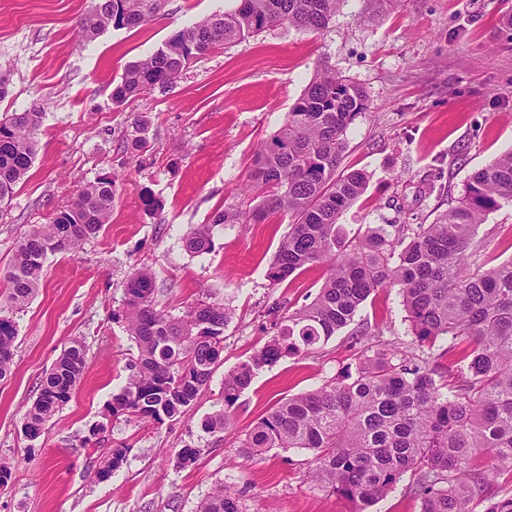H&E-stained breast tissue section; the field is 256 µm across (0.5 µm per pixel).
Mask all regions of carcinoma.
Segmentation results:
<instances>
[{
  "label": "carcinoma",
  "mask_w": 512,
  "mask_h": 512,
  "mask_svg": "<svg viewBox=\"0 0 512 512\" xmlns=\"http://www.w3.org/2000/svg\"><path fill=\"white\" fill-rule=\"evenodd\" d=\"M345 0H239L173 33L160 49L125 68L112 89L124 104L176 82L192 61L277 25L316 33ZM164 0H95L80 33L91 40L109 27H142L160 14ZM368 110L359 85L323 67L293 103L282 126L262 142L246 176L245 196L257 204L226 207L211 223L184 236L192 255L211 250L223 224H263L286 215L267 277L280 285L314 265L327 268L316 297L284 313L274 334L248 359L224 374L222 408L202 422L208 433L230 425V411L259 371L280 359L308 356L354 321L376 290L396 288L410 322L417 355L376 337L356 335L354 369L321 387L281 399L258 419L244 454L272 449L313 453L312 478L368 512L401 478L413 473L410 492L421 512H512V484L499 498L491 481L512 473V259L481 260L475 236L486 216L512 203V149L475 171L456 204L430 224H377L358 238L339 235V216L365 192L367 175L344 170L348 132ZM44 113L32 106L0 120V209L31 169ZM115 176L105 174L79 190L46 224L20 241L0 300V379L11 370L18 330L13 314L33 298L46 261L73 253L110 223ZM127 330L137 347L129 375L112 395L104 421L83 437L84 448L119 418L160 425L185 416L212 377L224 350L230 312L219 302L199 301L181 315L160 309L154 273L136 268L125 285ZM446 343L441 368L436 342ZM86 347L76 340L43 379L25 414L22 432L35 440L70 400L86 368ZM129 449L113 448L97 477L106 480L128 461ZM195 512H245L219 484Z\"/></svg>",
  "instance_id": "1"
}]
</instances>
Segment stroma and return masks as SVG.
I'll use <instances>...</instances> for the list:
<instances>
[{
    "mask_svg": "<svg viewBox=\"0 0 512 512\" xmlns=\"http://www.w3.org/2000/svg\"><path fill=\"white\" fill-rule=\"evenodd\" d=\"M91 4L0 0V71L11 75L0 116L33 105L45 114L33 166L0 215V293L21 238L86 184L117 176L110 223L78 252L49 256L38 291L15 317L14 365L0 379V459L13 465L0 488V512H194L219 484L240 496L246 512H351L309 481L310 451L241 454L253 424L277 401L354 365L348 333L264 368L224 432L202 428L221 405L225 373L267 342L275 320L316 295L325 267L288 284L270 282L267 268L289 229L284 217L216 228L211 251L202 255L188 254L182 237L240 204L259 145L325 65L368 97L343 161L365 170L368 183L339 218L343 235L369 224L431 223L474 171L512 149V0H345L318 33L272 27L193 61L168 90L122 105L111 91L127 65L237 0H166L152 23L111 27L86 41L79 30ZM140 115L149 121L147 143L136 148L130 134ZM146 192L161 200L159 212L145 210ZM477 240L490 264L512 259V204L487 215ZM140 266L154 270L159 304L172 313L220 301L231 318L221 361L184 418L107 430L104 449L123 445L130 453L127 465L102 482L96 471L103 452L88 455L79 439L101 421L136 354L123 310L125 283ZM353 327L412 347L397 289L373 293ZM76 339L88 345L84 375L44 434L27 439L23 416ZM186 446L199 455L182 469L176 453Z\"/></svg>",
    "mask_w": 512,
    "mask_h": 512,
    "instance_id": "35a3bbf8",
    "label": "stroma"
}]
</instances>
